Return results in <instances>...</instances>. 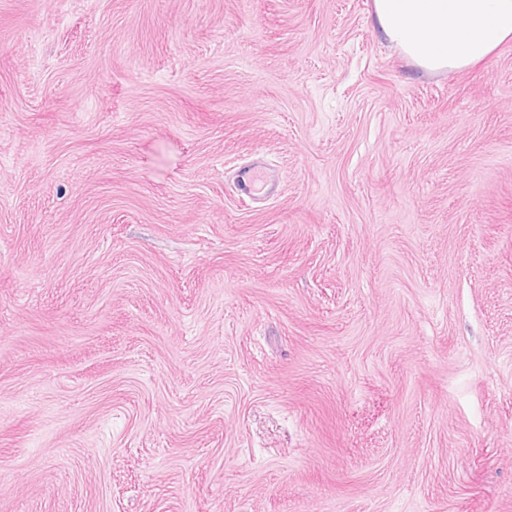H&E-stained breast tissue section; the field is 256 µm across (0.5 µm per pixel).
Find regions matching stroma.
Returning a JSON list of instances; mask_svg holds the SVG:
<instances>
[{"mask_svg":"<svg viewBox=\"0 0 512 512\" xmlns=\"http://www.w3.org/2000/svg\"><path fill=\"white\" fill-rule=\"evenodd\" d=\"M0 512H512V42L0 0ZM266 183V174L259 168H243L237 175V189L240 195L253 197L257 194L260 185Z\"/></svg>","mask_w":512,"mask_h":512,"instance_id":"stroma-1","label":"stroma"}]
</instances>
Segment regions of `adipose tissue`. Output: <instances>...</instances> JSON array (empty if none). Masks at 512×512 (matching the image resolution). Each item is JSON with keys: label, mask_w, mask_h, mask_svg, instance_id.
Wrapping results in <instances>:
<instances>
[{"label": "adipose tissue", "mask_w": 512, "mask_h": 512, "mask_svg": "<svg viewBox=\"0 0 512 512\" xmlns=\"http://www.w3.org/2000/svg\"><path fill=\"white\" fill-rule=\"evenodd\" d=\"M380 35L423 72L469 69L512 39V0H373Z\"/></svg>", "instance_id": "adipose-tissue-1"}]
</instances>
